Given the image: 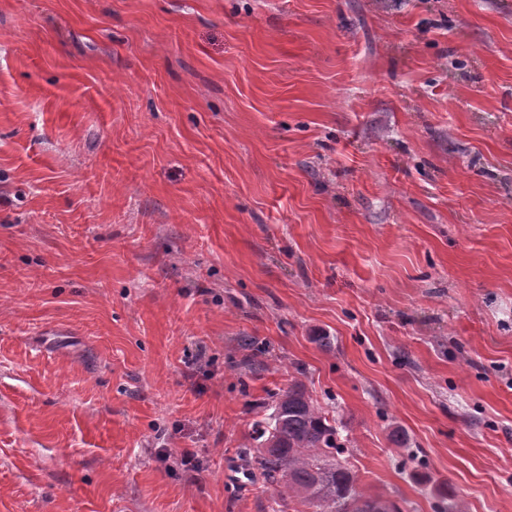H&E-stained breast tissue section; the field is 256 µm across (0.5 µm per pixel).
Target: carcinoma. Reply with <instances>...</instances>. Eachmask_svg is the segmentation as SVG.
I'll return each mask as SVG.
<instances>
[{
  "instance_id": "carcinoma-1",
  "label": "carcinoma",
  "mask_w": 512,
  "mask_h": 512,
  "mask_svg": "<svg viewBox=\"0 0 512 512\" xmlns=\"http://www.w3.org/2000/svg\"><path fill=\"white\" fill-rule=\"evenodd\" d=\"M272 412L255 424L257 451L240 452L269 484L288 491L316 512H402L393 501L363 493L356 476L336 462L344 453L336 418L316 407L302 384L270 395Z\"/></svg>"
}]
</instances>
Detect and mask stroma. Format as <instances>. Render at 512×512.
I'll list each match as a JSON object with an SVG mask.
<instances>
[{"label":"stroma","mask_w":512,"mask_h":512,"mask_svg":"<svg viewBox=\"0 0 512 512\" xmlns=\"http://www.w3.org/2000/svg\"><path fill=\"white\" fill-rule=\"evenodd\" d=\"M294 379L512 512V0H0V512H270Z\"/></svg>","instance_id":"1"}]
</instances>
